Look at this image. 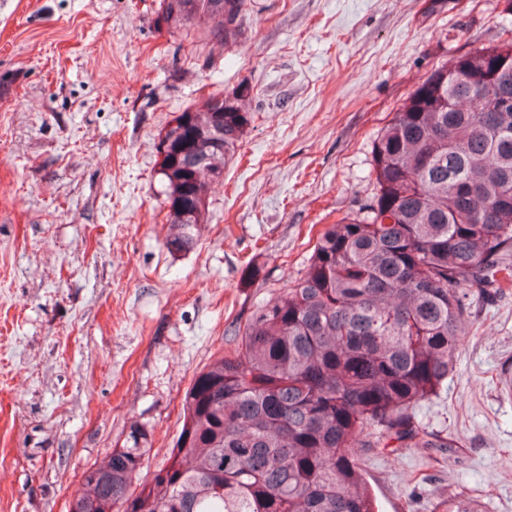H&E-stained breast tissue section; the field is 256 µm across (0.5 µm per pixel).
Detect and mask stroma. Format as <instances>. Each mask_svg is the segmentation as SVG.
<instances>
[{"label": "stroma", "instance_id": "stroma-1", "mask_svg": "<svg viewBox=\"0 0 512 512\" xmlns=\"http://www.w3.org/2000/svg\"><path fill=\"white\" fill-rule=\"evenodd\" d=\"M498 0H248L241 31L165 23L160 0H0V512H69L84 472L149 433L257 305L304 272L322 225L370 197L371 148L435 68L499 39ZM250 88V124L192 249L168 252L159 137ZM419 425L453 448L364 451L379 512L442 496L512 512V288L473 308Z\"/></svg>", "mask_w": 512, "mask_h": 512}]
</instances>
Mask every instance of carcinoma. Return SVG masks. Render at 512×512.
Segmentation results:
<instances>
[{
    "label": "carcinoma",
    "instance_id": "obj_1",
    "mask_svg": "<svg viewBox=\"0 0 512 512\" xmlns=\"http://www.w3.org/2000/svg\"><path fill=\"white\" fill-rule=\"evenodd\" d=\"M499 43L432 71L372 146L374 192L324 225L305 273L252 313L234 349L184 396L166 476L140 479L146 431L83 478L69 512H378L361 450L453 448L416 408L441 394L475 297L512 285V0ZM161 17L204 19L218 43L247 0H161ZM488 81L481 98L470 77ZM249 88L211 95L160 135L170 252L190 250L250 122ZM475 182L474 191L464 184ZM438 512H476L459 497Z\"/></svg>",
    "mask_w": 512,
    "mask_h": 512
}]
</instances>
